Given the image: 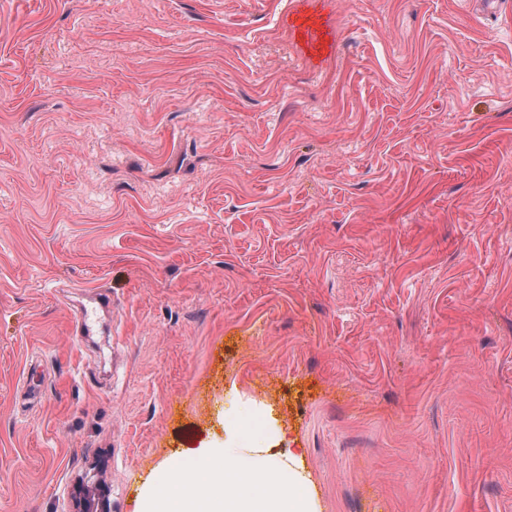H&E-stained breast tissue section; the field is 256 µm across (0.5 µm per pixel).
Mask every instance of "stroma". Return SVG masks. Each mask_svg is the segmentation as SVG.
I'll return each mask as SVG.
<instances>
[{"instance_id":"stroma-1","label":"stroma","mask_w":512,"mask_h":512,"mask_svg":"<svg viewBox=\"0 0 512 512\" xmlns=\"http://www.w3.org/2000/svg\"><path fill=\"white\" fill-rule=\"evenodd\" d=\"M239 394L323 512H512V0H0V512Z\"/></svg>"}]
</instances>
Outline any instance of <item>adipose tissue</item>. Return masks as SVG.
<instances>
[{"label": "adipose tissue", "mask_w": 512, "mask_h": 512, "mask_svg": "<svg viewBox=\"0 0 512 512\" xmlns=\"http://www.w3.org/2000/svg\"><path fill=\"white\" fill-rule=\"evenodd\" d=\"M250 409L224 415V445L175 456L154 471L135 512H322L304 451L280 428L249 430Z\"/></svg>", "instance_id": "1"}]
</instances>
